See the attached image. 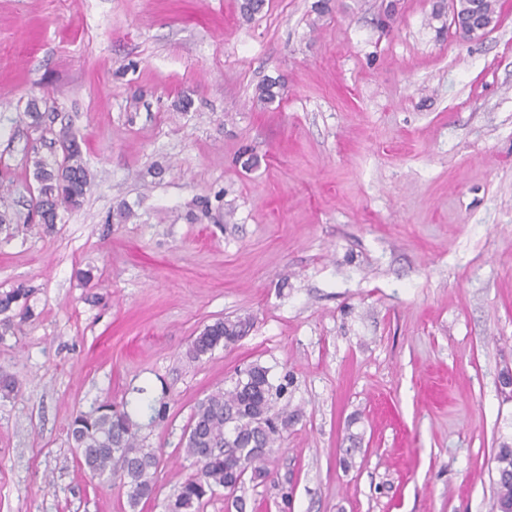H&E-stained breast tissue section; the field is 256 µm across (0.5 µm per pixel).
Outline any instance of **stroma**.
<instances>
[{"label": "stroma", "mask_w": 512, "mask_h": 512, "mask_svg": "<svg viewBox=\"0 0 512 512\" xmlns=\"http://www.w3.org/2000/svg\"><path fill=\"white\" fill-rule=\"evenodd\" d=\"M0 0V213L69 128L93 177L51 233L0 232V512H165L199 401L258 363L292 422L243 512H491L512 444V0L465 41L432 0ZM281 78L279 102L257 86ZM192 104L182 110L181 95ZM40 128L22 118L30 102ZM242 339L194 361L205 326ZM143 424L158 493L75 459L69 423ZM291 481L290 509L277 485Z\"/></svg>", "instance_id": "obj_1"}]
</instances>
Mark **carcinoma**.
<instances>
[{
	"instance_id": "1",
	"label": "carcinoma",
	"mask_w": 512,
	"mask_h": 512,
	"mask_svg": "<svg viewBox=\"0 0 512 512\" xmlns=\"http://www.w3.org/2000/svg\"><path fill=\"white\" fill-rule=\"evenodd\" d=\"M282 95L278 78H268L257 86L256 99L264 104ZM55 142L63 161L50 166L34 160L37 198L32 215L46 231L58 219L59 208L81 206L92 176L86 167L81 145L75 135L62 128ZM22 289L0 293V313H8L26 298ZM245 320H218L195 337L187 355L198 360L216 348L235 344L245 334ZM288 384H273L268 368L253 364L232 386L220 388L198 403L191 416L184 450L194 460L196 474L168 499L166 512H198L217 490L232 494L250 480L258 484L270 477L268 462L273 447L288 429L291 415L287 406L277 407ZM139 424L131 414L110 404L90 412H79L71 420L69 434L79 466L92 476L117 475L129 487L128 504L136 509L144 499L157 493L156 471L159 457L142 445ZM497 479L492 512L512 508V445L502 443L496 454Z\"/></svg>"
}]
</instances>
